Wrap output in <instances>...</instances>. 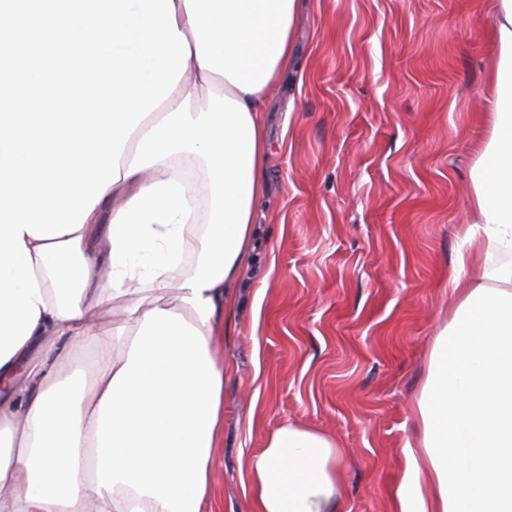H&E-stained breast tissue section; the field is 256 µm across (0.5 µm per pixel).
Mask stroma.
<instances>
[{"label": "stroma", "instance_id": "stroma-1", "mask_svg": "<svg viewBox=\"0 0 512 512\" xmlns=\"http://www.w3.org/2000/svg\"><path fill=\"white\" fill-rule=\"evenodd\" d=\"M486 0H307L270 93L266 192L224 358L221 512L284 422L335 435L343 512H394L485 136ZM264 427H249L251 413Z\"/></svg>", "mask_w": 512, "mask_h": 512}]
</instances>
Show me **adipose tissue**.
Instances as JSON below:
<instances>
[{
  "label": "adipose tissue",
  "instance_id": "1",
  "mask_svg": "<svg viewBox=\"0 0 512 512\" xmlns=\"http://www.w3.org/2000/svg\"><path fill=\"white\" fill-rule=\"evenodd\" d=\"M173 4L191 55L131 133L119 181L81 229L23 236L45 309L0 365V512H213L227 371L213 343L254 249L267 98L288 71L302 0ZM488 37L489 133L448 275L458 303L415 400L396 512H512V0H491ZM200 173L203 213L190 195ZM190 250L195 270L173 278ZM112 313L122 326L103 323ZM87 346L89 367L69 366ZM340 459L332 435L266 430L245 462L248 512H340Z\"/></svg>",
  "mask_w": 512,
  "mask_h": 512
}]
</instances>
